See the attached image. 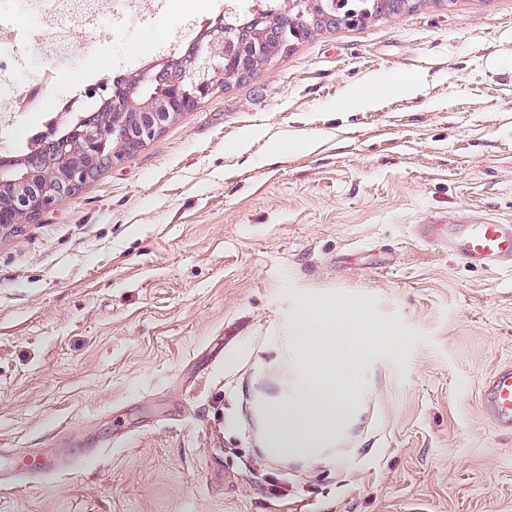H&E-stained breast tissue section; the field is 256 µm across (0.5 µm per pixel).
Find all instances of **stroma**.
<instances>
[{
    "instance_id": "obj_1",
    "label": "stroma",
    "mask_w": 512,
    "mask_h": 512,
    "mask_svg": "<svg viewBox=\"0 0 512 512\" xmlns=\"http://www.w3.org/2000/svg\"><path fill=\"white\" fill-rule=\"evenodd\" d=\"M183 7L79 31L45 112L193 43ZM374 75L419 89L337 111ZM430 213L512 218V0L299 41L0 230V512H512V434L478 405L512 361V271L418 239ZM313 303L391 333L336 434L282 455L267 410L295 390L288 321ZM21 448L56 473L17 479Z\"/></svg>"
}]
</instances>
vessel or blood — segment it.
<instances>
[{
    "label": "vessel or blood",
    "mask_w": 512,
    "mask_h": 512,
    "mask_svg": "<svg viewBox=\"0 0 512 512\" xmlns=\"http://www.w3.org/2000/svg\"><path fill=\"white\" fill-rule=\"evenodd\" d=\"M415 233L462 263L486 271L512 270V219L487 222L469 219L446 224L431 218L417 225ZM480 404L491 426L499 432H512V364L493 370L480 390ZM54 460L48 456L26 459L20 474L23 479L41 481L53 475Z\"/></svg>",
    "instance_id": "vessel-or-blood-1"
}]
</instances>
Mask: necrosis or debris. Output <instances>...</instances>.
<instances>
[{
	"mask_svg": "<svg viewBox=\"0 0 512 512\" xmlns=\"http://www.w3.org/2000/svg\"><path fill=\"white\" fill-rule=\"evenodd\" d=\"M166 8L167 0H155L150 8L142 7L141 0H114L108 13L102 11L100 0H0V128L15 129L27 115L43 109L37 95L14 89L16 78L26 67L25 58L13 51L22 29L17 17L28 18L25 29L35 35L41 57L50 61L39 73L41 88L48 89L59 83L71 61L83 52L76 27L116 29L129 15L148 25Z\"/></svg>",
	"mask_w": 512,
	"mask_h": 512,
	"instance_id": "4bbe7bcc",
	"label": "necrosis or debris"
}]
</instances>
